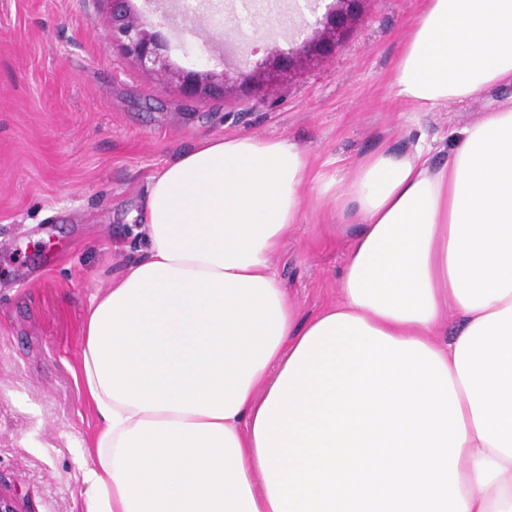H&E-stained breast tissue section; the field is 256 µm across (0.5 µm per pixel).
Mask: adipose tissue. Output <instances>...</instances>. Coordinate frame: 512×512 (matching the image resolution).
Returning a JSON list of instances; mask_svg holds the SVG:
<instances>
[{
	"label": "adipose tissue",
	"mask_w": 512,
	"mask_h": 512,
	"mask_svg": "<svg viewBox=\"0 0 512 512\" xmlns=\"http://www.w3.org/2000/svg\"><path fill=\"white\" fill-rule=\"evenodd\" d=\"M510 81L512 0H426L398 97ZM314 182L352 245L340 300L302 320L271 259ZM135 233L84 320L82 512H512V103L444 163L377 151L323 183L286 140H204Z\"/></svg>",
	"instance_id": "ef3b65f1"
}]
</instances>
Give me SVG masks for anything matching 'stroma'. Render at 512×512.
Masks as SVG:
<instances>
[{
    "label": "stroma",
    "instance_id": "obj_1",
    "mask_svg": "<svg viewBox=\"0 0 512 512\" xmlns=\"http://www.w3.org/2000/svg\"><path fill=\"white\" fill-rule=\"evenodd\" d=\"M253 10L265 42L288 48L313 18L305 0ZM182 71L236 69L254 40L232 25L238 0H209L186 30L180 0H133ZM424 0H370L335 55L259 101L189 99L121 56L107 0H0V487L25 512H81V472L98 428L80 371L88 306L135 246L153 175L211 137L288 140L323 178L362 156L417 143L446 159L452 131L512 101V84L416 112L393 84ZM351 247L323 207H307L271 263L300 317L340 297Z\"/></svg>",
    "mask_w": 512,
    "mask_h": 512
}]
</instances>
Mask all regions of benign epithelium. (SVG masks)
Instances as JSON below:
<instances>
[{"label":"benign epithelium","mask_w":512,"mask_h":512,"mask_svg":"<svg viewBox=\"0 0 512 512\" xmlns=\"http://www.w3.org/2000/svg\"><path fill=\"white\" fill-rule=\"evenodd\" d=\"M112 4V42L122 54L142 68L163 78L173 74L166 44L158 33L134 16L130 0H108ZM369 0H332L322 17L309 26L298 43L283 52L267 48L248 68L229 75L212 69L176 73L187 98H199L220 86L224 92L245 91L264 96L273 87L332 56L351 27L359 22Z\"/></svg>","instance_id":"7a95c632"}]
</instances>
